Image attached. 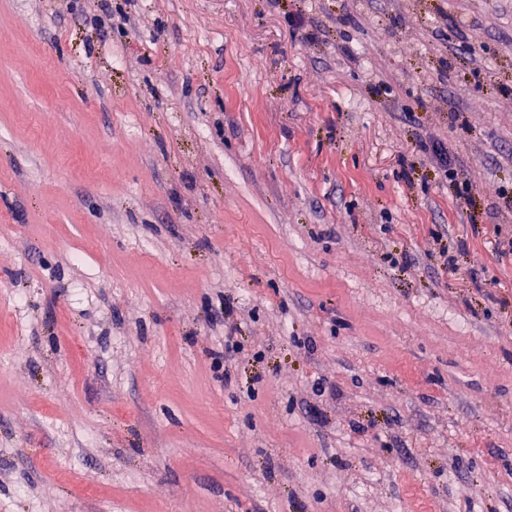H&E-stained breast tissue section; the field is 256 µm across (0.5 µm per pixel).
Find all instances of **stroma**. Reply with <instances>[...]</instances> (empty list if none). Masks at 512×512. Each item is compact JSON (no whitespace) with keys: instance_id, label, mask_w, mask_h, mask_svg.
Returning <instances> with one entry per match:
<instances>
[{"instance_id":"35a3bbf8","label":"stroma","mask_w":512,"mask_h":512,"mask_svg":"<svg viewBox=\"0 0 512 512\" xmlns=\"http://www.w3.org/2000/svg\"><path fill=\"white\" fill-rule=\"evenodd\" d=\"M511 241L512 0H0V512H512Z\"/></svg>"}]
</instances>
